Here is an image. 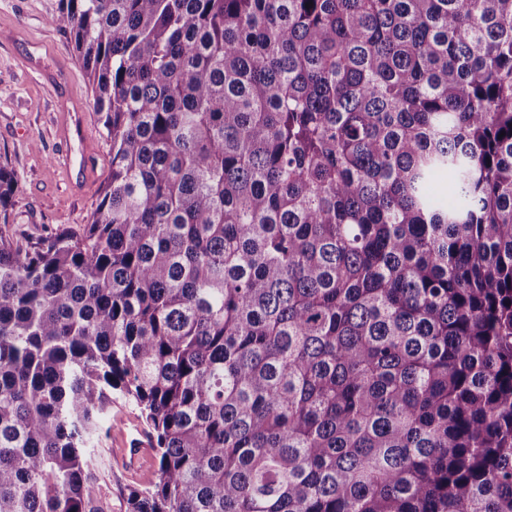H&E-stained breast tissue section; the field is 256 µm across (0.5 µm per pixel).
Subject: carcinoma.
<instances>
[{
	"label": "carcinoma",
	"instance_id": "1",
	"mask_svg": "<svg viewBox=\"0 0 512 512\" xmlns=\"http://www.w3.org/2000/svg\"><path fill=\"white\" fill-rule=\"evenodd\" d=\"M110 173L0 230V512H512V0H60ZM18 188L0 163V215ZM121 413L124 417L125 436L113 435L112 431L96 446L92 453V465L99 477V494L104 512H126V489L133 484L146 485L152 478L155 468L153 451L150 448L149 437L144 430V424L137 417V408L122 398H116L106 415L107 425L112 423L113 415ZM139 439L150 448V453L139 457L133 468H127L120 460L110 456L105 448H116L127 452L126 444ZM147 448H130L133 457L140 456Z\"/></svg>",
	"mask_w": 512,
	"mask_h": 512
}]
</instances>
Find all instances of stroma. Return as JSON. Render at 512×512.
Segmentation results:
<instances>
[{"mask_svg":"<svg viewBox=\"0 0 512 512\" xmlns=\"http://www.w3.org/2000/svg\"><path fill=\"white\" fill-rule=\"evenodd\" d=\"M59 0H0V162L19 181L5 229L17 241L78 232L95 210L110 149L68 32L52 24ZM123 435H106L92 453L104 512H126L130 485L147 484L155 459L134 467L110 456L148 435L137 408L116 399Z\"/></svg>","mask_w":512,"mask_h":512,"instance_id":"35a3bbf8","label":"stroma"}]
</instances>
